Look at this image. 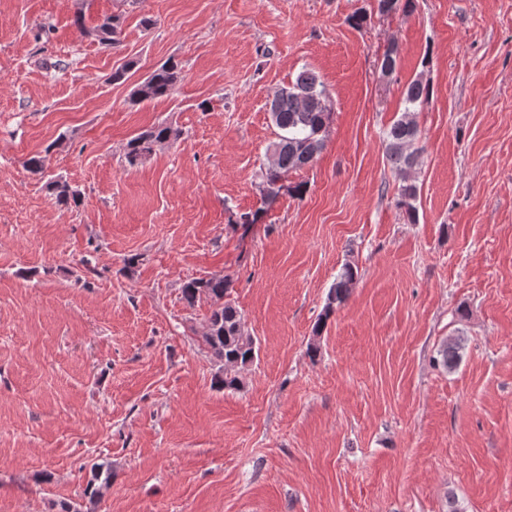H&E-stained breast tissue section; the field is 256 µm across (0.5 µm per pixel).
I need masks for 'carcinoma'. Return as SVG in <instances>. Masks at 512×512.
<instances>
[{
    "label": "carcinoma",
    "mask_w": 512,
    "mask_h": 512,
    "mask_svg": "<svg viewBox=\"0 0 512 512\" xmlns=\"http://www.w3.org/2000/svg\"><path fill=\"white\" fill-rule=\"evenodd\" d=\"M413 0H377L381 15H393L412 7ZM74 24L81 34L93 37L103 45L118 43V25L115 18L106 16L94 27H86L82 15H77ZM400 49L397 43H390L378 60L382 76L390 77L397 71ZM182 69L175 61L169 60L155 68L138 85L134 97L138 101H152L169 97L181 81ZM430 84L422 78L411 80L403 94L404 108L401 115L390 126L385 136V154L388 163L404 174L418 163L420 148L419 128L414 114L431 97ZM272 123L279 130L278 140L271 147L270 160L261 173V190L268 199L275 198L280 182L288 172L311 164L319 155L332 122L333 111L327 91L318 76L310 71H301L294 82L277 88L271 100ZM180 131L167 124H159L131 138L126 145L125 158L135 166L162 147L179 138ZM48 189L55 203L67 209L81 204V192L63 179L48 182ZM418 188L413 183L399 187L396 206L410 223L416 220ZM358 276V266L346 263L336 282L329 290L325 314L344 304ZM232 280L224 276L193 278L181 287L182 299L193 308L200 302L209 305V316L205 324L202 341L211 355L220 364L214 385L224 390H237L242 385V373L258 358L259 347L254 337L245 331L244 320L237 307L228 300ZM462 339L451 338L439 350L437 363L445 369H452L460 360Z\"/></svg>",
    "instance_id": "cac0c4a2"
}]
</instances>
